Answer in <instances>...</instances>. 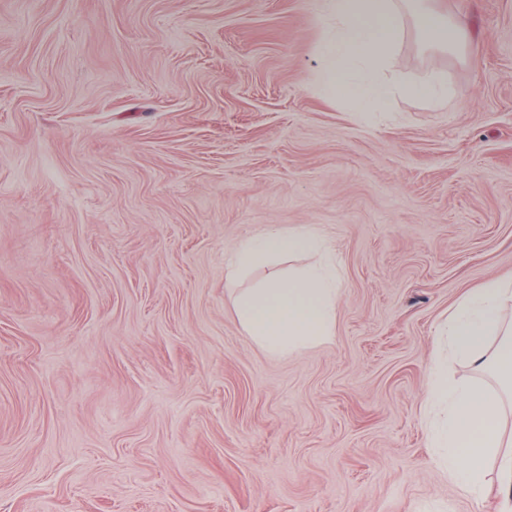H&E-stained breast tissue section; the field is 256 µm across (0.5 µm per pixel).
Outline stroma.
<instances>
[{"mask_svg": "<svg viewBox=\"0 0 512 512\" xmlns=\"http://www.w3.org/2000/svg\"><path fill=\"white\" fill-rule=\"evenodd\" d=\"M403 19L387 79L441 73L361 124L313 88L315 0H0V512H500L425 423L442 327L512 279V0ZM313 226L329 341L245 334L265 227ZM413 19L419 36L425 44L445 47L448 50L462 44L467 30L464 18H447L421 6L415 8Z\"/></svg>", "mask_w": 512, "mask_h": 512, "instance_id": "obj_1", "label": "stroma"}]
</instances>
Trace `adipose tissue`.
Wrapping results in <instances>:
<instances>
[{"label":"adipose tissue","instance_id":"1","mask_svg":"<svg viewBox=\"0 0 512 512\" xmlns=\"http://www.w3.org/2000/svg\"><path fill=\"white\" fill-rule=\"evenodd\" d=\"M403 3L317 0L321 35L314 85L326 98L350 102L360 119H369L393 96L421 99L433 110L448 101V84L440 73L429 74L420 84L388 82L380 75L399 38ZM413 19L421 40L430 46L455 48L467 30L464 18H448L421 6ZM324 246L323 236L312 227L292 232L268 228L228 257L227 275L235 277L274 256L307 254ZM339 291L335 266H317L238 294L234 305L246 335L269 356L283 358L333 336ZM511 299L512 284L498 280L466 295L448 318L449 352L478 367L494 363L511 368L512 339H503L494 349L488 344L489 336H502V309ZM427 404V428L439 466L462 491L483 496L487 461L503 445L499 396L480 385L449 383L447 373L436 367Z\"/></svg>","mask_w":512,"mask_h":512}]
</instances>
